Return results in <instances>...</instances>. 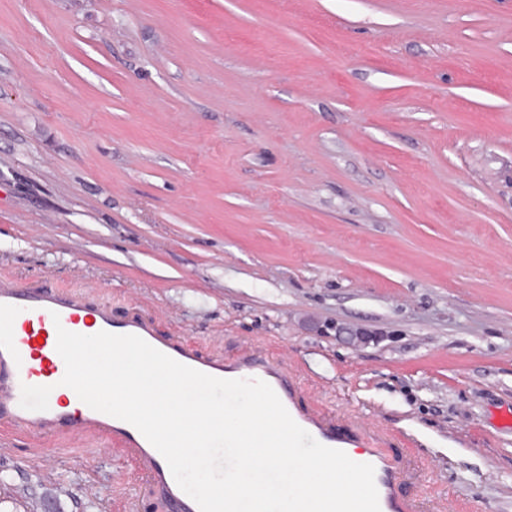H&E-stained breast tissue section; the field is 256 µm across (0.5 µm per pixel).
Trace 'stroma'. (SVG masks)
Returning <instances> with one entry per match:
<instances>
[{
	"label": "stroma",
	"instance_id": "35a3bbf8",
	"mask_svg": "<svg viewBox=\"0 0 512 512\" xmlns=\"http://www.w3.org/2000/svg\"><path fill=\"white\" fill-rule=\"evenodd\" d=\"M0 274L264 345L421 512H512V0H0ZM43 450L0 476L167 512Z\"/></svg>",
	"mask_w": 512,
	"mask_h": 512
}]
</instances>
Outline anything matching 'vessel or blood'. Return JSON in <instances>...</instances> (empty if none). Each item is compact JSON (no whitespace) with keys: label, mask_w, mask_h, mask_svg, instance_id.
<instances>
[{"label":"vessel or blood","mask_w":512,"mask_h":512,"mask_svg":"<svg viewBox=\"0 0 512 512\" xmlns=\"http://www.w3.org/2000/svg\"><path fill=\"white\" fill-rule=\"evenodd\" d=\"M93 335L101 331L134 334L177 362L222 379H260L278 395L293 420L324 446L350 451L354 441L325 416L303 409L286 362L272 360L260 347L235 357L205 356L178 336L157 335L152 322L132 315L115 319L111 308L90 293L25 288L0 276V422L38 437L63 430L95 435L125 448L145 470L151 490L173 512H199L177 485L165 458L130 423L96 411L78 395H59L65 363L56 350L57 331ZM360 462L373 465L380 512H413L399 486L403 475L387 456L367 448Z\"/></svg>","instance_id":"1"}]
</instances>
